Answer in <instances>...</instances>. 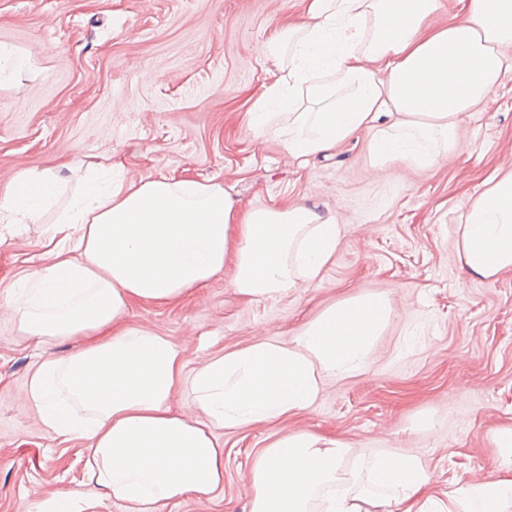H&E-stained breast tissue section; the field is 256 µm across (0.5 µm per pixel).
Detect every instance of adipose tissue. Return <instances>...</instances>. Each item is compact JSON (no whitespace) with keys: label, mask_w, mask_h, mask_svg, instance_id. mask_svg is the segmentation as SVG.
Here are the masks:
<instances>
[{"label":"adipose tissue","mask_w":512,"mask_h":512,"mask_svg":"<svg viewBox=\"0 0 512 512\" xmlns=\"http://www.w3.org/2000/svg\"><path fill=\"white\" fill-rule=\"evenodd\" d=\"M436 8L437 0H303L304 22L283 33L287 69L260 93L251 123L301 162L360 131L378 165L403 159L430 170L455 156L460 117L512 71V0H468L447 24L428 26ZM56 196L54 169L25 171L0 195V211L26 218ZM56 222L68 232L52 261L30 268L12 300L17 332L47 349L28 396L51 432L88 441L89 485L141 512L217 490L224 459L212 426L273 424L312 405L324 376L364 365L392 313L382 294L348 299L309 322L294 345L257 341L188 378L165 337L126 323L130 307L179 301L228 264L237 293L250 299L318 281L336 250L335 214L313 202L244 209L223 187L191 178L126 184L101 163ZM459 230L474 277L491 283L512 269V168L485 180ZM67 337L86 345L66 357L51 353ZM186 379L206 424L172 407ZM495 438L505 460L466 481L452 512H503L512 425ZM346 453L329 436L276 439L251 472L250 512H424L432 495L419 457L375 456L366 484L350 494L339 474Z\"/></svg>","instance_id":"obj_1"}]
</instances>
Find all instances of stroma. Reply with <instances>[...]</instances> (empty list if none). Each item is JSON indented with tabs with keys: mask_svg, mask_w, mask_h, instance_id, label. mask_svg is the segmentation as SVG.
<instances>
[{
	"mask_svg": "<svg viewBox=\"0 0 512 512\" xmlns=\"http://www.w3.org/2000/svg\"><path fill=\"white\" fill-rule=\"evenodd\" d=\"M302 0H0V44L24 52L31 74L0 84V172L56 167L58 204L87 165L113 164L128 183L192 178L224 187L244 208L315 201L334 211L340 238L320 281L250 300L225 266L184 300L133 304L127 320L165 336L187 372L260 340L292 344L328 307L385 293L393 314L364 367L327 379L314 404L281 423L214 428L224 480L157 512H250L251 469L289 432L332 435L342 462L389 451L427 466L440 504L498 463L494 433L512 424V271L473 277L458 224L489 174L512 167V72L459 126L462 148L421 171L373 165L360 132L298 163L248 123L262 84L278 72L284 22ZM53 210L19 224L0 218V512L85 482L86 440H61L30 406L27 384L44 349L12 327L7 292L50 261Z\"/></svg>",
	"mask_w": 512,
	"mask_h": 512,
	"instance_id": "stroma-1",
	"label": "stroma"
}]
</instances>
